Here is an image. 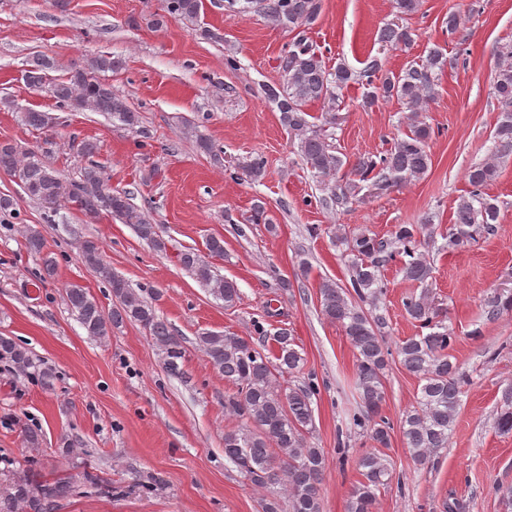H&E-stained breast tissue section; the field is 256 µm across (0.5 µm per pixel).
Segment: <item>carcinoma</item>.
<instances>
[{"mask_svg":"<svg viewBox=\"0 0 512 512\" xmlns=\"http://www.w3.org/2000/svg\"><path fill=\"white\" fill-rule=\"evenodd\" d=\"M203 7V0H165L166 12L185 21L197 20ZM227 8L236 13L261 11L294 34L291 49L279 59L281 82L276 87H267L266 95L277 105L282 124L297 140L303 164L323 183L327 193L322 198L325 207L344 210L360 199L365 188L372 194H384L428 172L429 141L434 131L420 119V114L435 99L438 76L448 65L443 46L434 45L424 58L408 61L397 73L384 69L377 56L368 58L359 72L343 63L331 70L301 31L318 18L321 0H227ZM413 41L412 30L397 22L386 24L379 33V42L384 47L407 49ZM497 56L492 90L500 121L494 132L493 159L474 165L467 172L473 191L456 205L453 227L448 232L451 247L464 245L477 232H493L498 219V205L479 191L497 179L495 159L512 156V41L499 44ZM120 66V59L110 54L99 55L81 68L52 78L49 71L55 69V64L36 56L26 69L24 80L31 88H48L61 108L103 112L133 129L140 123L139 113L101 78V74ZM351 82L373 87L365 96L363 107H372L380 97L395 99L405 106L408 123L404 136L386 153L358 158L350 176L341 179L344 161L327 142L323 126L335 123L333 105L338 91ZM312 102L328 107L321 114V125L313 122L307 112ZM21 120L29 130L41 134L55 124L50 113L33 108L23 112ZM78 151L89 163L80 169L77 179L69 182L62 180L41 154L11 142H0V170L19 178L30 198L45 208V221L49 224L54 222L61 204L76 202L77 210L88 222L103 215L113 217L133 226L137 235L153 248L165 250L160 226L129 202V192L112 188L104 167L93 161L98 144L84 140ZM423 230L421 224H397L387 240L363 234L341 238L352 255L350 287L326 280L319 289L321 314L340 325L356 350L360 403L352 418L353 425L367 428L377 445L388 446L391 423L383 415V406L389 356L397 355L400 364L419 379L416 405L400 421L405 444L419 463L426 462L437 449L448 447L464 383L459 368L448 355L452 336L446 314L435 306L430 295L433 267L420 248L431 242L421 238ZM397 256L405 257L401 266L403 278L421 288L420 294L406 299L405 312L429 332L400 341L393 352L381 334L386 317L377 310L384 288L381 268ZM81 257L108 284L116 300L112 312L106 313L82 286L71 284L65 289L68 309L86 334L101 338L126 323L137 324L162 350L166 371L173 376L183 375L185 348L170 324L157 314L156 305L136 293L105 263L97 242L83 241ZM178 260L215 299L224 302V307L232 308L239 302L236 283L216 274L210 262L195 250L181 251ZM509 310L512 290L495 294L487 302L486 316L494 319ZM272 340L276 345L273 359L263 340L257 344L241 336L215 332L197 336L198 349L235 388L225 400L224 409L239 418L241 425L224 432V460L233 464L261 495V512H280V495L287 498L290 512H320L326 456L323 449L314 448L307 441L314 425L313 397L319 387L310 378L301 386L282 388L277 374L300 371L304 358L287 330H281ZM1 360L20 368L32 365L28 352L4 336H0ZM358 467L361 479L350 492L349 512H374L376 492L392 481V470L375 453L361 457ZM73 488L68 478L45 484L28 476L17 479L0 488V512H47L51 502L69 496Z\"/></svg>","mask_w":512,"mask_h":512,"instance_id":"1","label":"carcinoma"}]
</instances>
